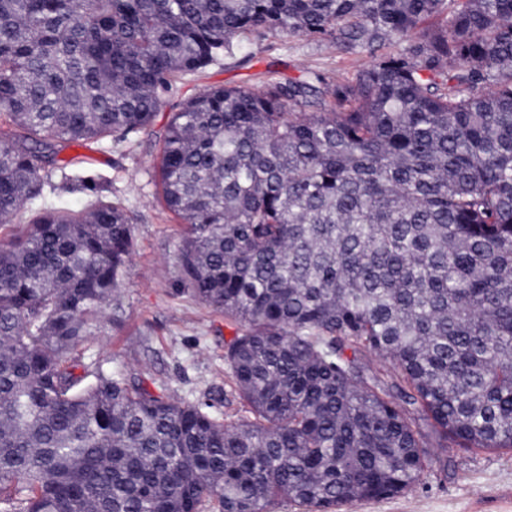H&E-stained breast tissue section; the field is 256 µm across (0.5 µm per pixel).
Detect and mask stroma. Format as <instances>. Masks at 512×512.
I'll use <instances>...</instances> for the list:
<instances>
[{"label": "stroma", "instance_id": "35a3bbf8", "mask_svg": "<svg viewBox=\"0 0 512 512\" xmlns=\"http://www.w3.org/2000/svg\"><path fill=\"white\" fill-rule=\"evenodd\" d=\"M372 60L368 50L347 54L300 36L244 35L230 53L178 84L146 130L82 148L60 146L56 163L43 166L37 207L80 211L103 200L122 205L133 218L132 255L121 286L84 348L88 371L114 370L151 389L162 386L180 398L208 401L229 423L249 417L224 364V343L236 327L194 297L183 278L178 260L183 226L166 208L156 177L164 127L185 99L212 86L259 89L269 80L303 78L312 71L343 81ZM78 154L95 186L72 181L60 169V162ZM429 453L433 463L414 488L355 503L346 512H512V450L451 444Z\"/></svg>", "mask_w": 512, "mask_h": 512}]
</instances>
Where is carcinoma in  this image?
Listing matches in <instances>:
<instances>
[{
    "mask_svg": "<svg viewBox=\"0 0 512 512\" xmlns=\"http://www.w3.org/2000/svg\"><path fill=\"white\" fill-rule=\"evenodd\" d=\"M258 30L418 38L351 81L205 89L164 128L179 261L237 324L224 361L253 418L84 383L132 218L43 209L0 243V512H338L412 489L433 439L512 449V0H0V224L51 140L148 128Z\"/></svg>",
    "mask_w": 512,
    "mask_h": 512,
    "instance_id": "obj_1",
    "label": "carcinoma"
}]
</instances>
